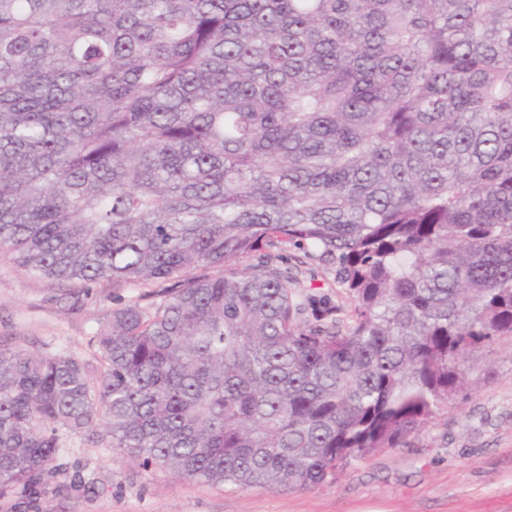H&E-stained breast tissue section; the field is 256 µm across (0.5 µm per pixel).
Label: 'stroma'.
Segmentation results:
<instances>
[{
    "instance_id": "35a3bbf8",
    "label": "stroma",
    "mask_w": 512,
    "mask_h": 512,
    "mask_svg": "<svg viewBox=\"0 0 512 512\" xmlns=\"http://www.w3.org/2000/svg\"><path fill=\"white\" fill-rule=\"evenodd\" d=\"M50 284L0 258V338L52 355L93 360L89 340L112 308L102 281L76 308L51 299ZM467 389L404 446L346 467L334 483L247 491L142 470L88 434L63 433L65 471L50 512H512V336L466 355ZM81 477L80 491L69 488Z\"/></svg>"
}]
</instances>
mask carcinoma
Here are the masks:
<instances>
[{
	"instance_id": "carcinoma-1",
	"label": "carcinoma",
	"mask_w": 512,
	"mask_h": 512,
	"mask_svg": "<svg viewBox=\"0 0 512 512\" xmlns=\"http://www.w3.org/2000/svg\"><path fill=\"white\" fill-rule=\"evenodd\" d=\"M0 253L76 300L149 289L113 297L98 377L0 343L13 512H48L62 430L326 484L512 335V0H0ZM302 289L305 293L315 295L317 298L330 302L332 305H340L349 309L350 301L342 288H337L331 277L323 278L321 272L302 278Z\"/></svg>"
}]
</instances>
